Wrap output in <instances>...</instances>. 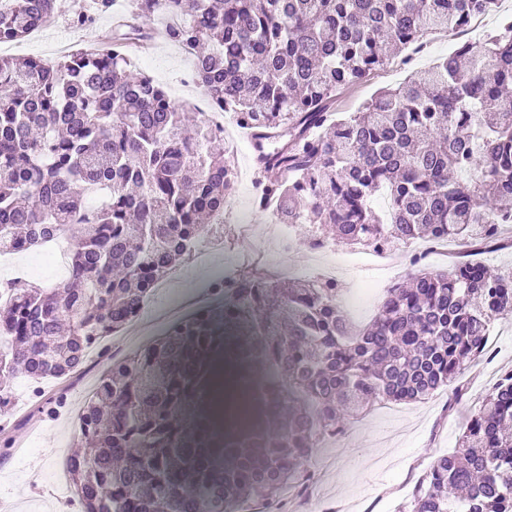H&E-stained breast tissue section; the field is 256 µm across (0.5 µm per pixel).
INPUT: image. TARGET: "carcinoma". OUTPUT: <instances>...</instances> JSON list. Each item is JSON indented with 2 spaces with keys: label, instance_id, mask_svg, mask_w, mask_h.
<instances>
[{
  "label": "carcinoma",
  "instance_id": "1",
  "mask_svg": "<svg viewBox=\"0 0 512 512\" xmlns=\"http://www.w3.org/2000/svg\"><path fill=\"white\" fill-rule=\"evenodd\" d=\"M151 26L180 13L166 39L193 58L214 109L263 139L254 206L277 224H315L376 243L460 238L503 247L512 224V16L353 112L338 93L432 30L450 33L499 0H130ZM116 0H94L84 27ZM55 0H0V41L54 18ZM132 34L143 36L142 29ZM130 34V35H132ZM130 35L51 62L0 56V251L25 253L71 234L70 276L10 283L0 300V413L17 375L57 379L141 313L160 281L224 215L233 172L223 136L171 101L123 49ZM380 194L386 210L376 212ZM385 290L353 327L341 288L317 279L238 278L219 309L176 323L113 362L79 413L68 457L82 512H253L309 480L315 449L346 414L425 399L490 355L493 324L512 317V268L463 256ZM217 363L272 393L245 422L218 421ZM398 512H512V370L471 414L458 449L436 458Z\"/></svg>",
  "mask_w": 512,
  "mask_h": 512
}]
</instances>
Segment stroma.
<instances>
[{
  "label": "stroma",
  "mask_w": 512,
  "mask_h": 512,
  "mask_svg": "<svg viewBox=\"0 0 512 512\" xmlns=\"http://www.w3.org/2000/svg\"><path fill=\"white\" fill-rule=\"evenodd\" d=\"M87 0H58L54 22L25 40L0 48L2 56L38 55L57 59L77 49H91L113 27L111 14L97 16L93 24L75 28L73 13ZM512 15V0H500L498 12L475 19L461 35L432 31L424 51L397 56L372 73L358 87L341 92L338 111L350 112L373 92L398 85L411 72L430 67L464 42L479 43L494 32L503 15ZM136 70L150 69L176 103L196 102L202 90L185 82L192 68L190 55L179 46L154 40L148 52L132 58ZM254 155L233 152L236 178L224 209V237L200 243L204 262L185 261L176 267L149 298L136 321L107 341L109 359H119L154 341L151 324L155 312L178 292H187L210 280L214 268L244 258L247 268L265 272V252L276 251L273 223L268 213L253 205ZM395 268L376 261L369 272L346 269L338 283L344 290L342 306L356 325H367L377 312L390 276L404 278L410 268L407 253L395 257ZM492 359L467 370L465 394L451 402L450 389L420 402L383 404L351 421L345 436L315 451L309 463L313 475L307 487L283 489L274 512H398L418 480L437 457L453 452L466 421L486 396L500 373L512 368V320H501L490 336ZM109 360L91 362L76 373L40 384L18 376L16 396L8 414H0V426L12 440L0 448V503L14 512H78L61 503L57 486L65 460L77 444V414L108 366Z\"/></svg>",
  "instance_id": "35a3bbf8"
}]
</instances>
